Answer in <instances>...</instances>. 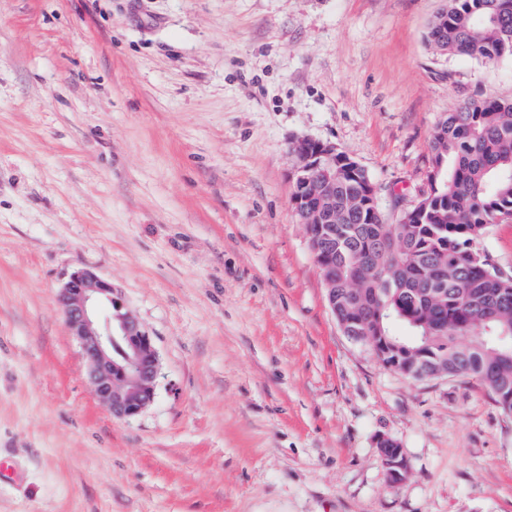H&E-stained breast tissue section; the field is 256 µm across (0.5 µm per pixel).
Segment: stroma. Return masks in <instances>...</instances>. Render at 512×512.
Wrapping results in <instances>:
<instances>
[{
    "instance_id": "35a3bbf8",
    "label": "stroma",
    "mask_w": 512,
    "mask_h": 512,
    "mask_svg": "<svg viewBox=\"0 0 512 512\" xmlns=\"http://www.w3.org/2000/svg\"><path fill=\"white\" fill-rule=\"evenodd\" d=\"M438 6L0 0V512H512V414L347 338L290 203L292 142L328 141L395 223L437 121L512 97V57L429 50ZM80 269L158 351L136 417L55 304ZM375 445L379 450L380 458L386 469L387 476L391 473L396 479H398V483L396 485L403 483L409 474V467L400 443L391 437L382 435L376 439ZM389 445L398 447L397 455L393 457L388 455V448L386 447Z\"/></svg>"
}]
</instances>
